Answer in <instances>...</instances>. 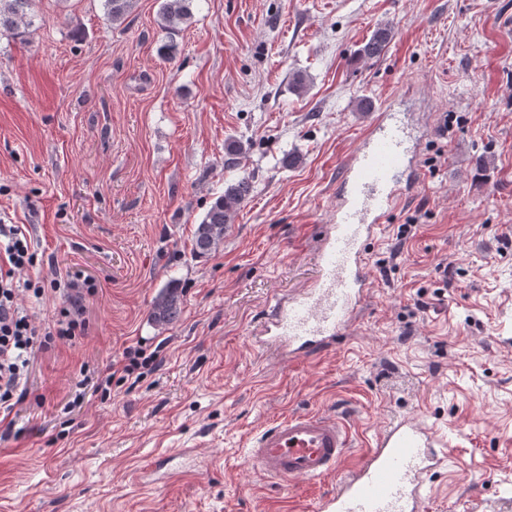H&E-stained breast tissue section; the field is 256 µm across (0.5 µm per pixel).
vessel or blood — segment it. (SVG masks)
Listing matches in <instances>:
<instances>
[{
    "mask_svg": "<svg viewBox=\"0 0 512 512\" xmlns=\"http://www.w3.org/2000/svg\"><path fill=\"white\" fill-rule=\"evenodd\" d=\"M418 151L405 121L380 109L344 165L332 220L323 225L318 276L270 304L253 340L288 360L335 349L370 290L365 247L419 180ZM351 446L344 422L316 413L280 418L250 439L246 462L273 479L338 476L317 512H425V488L446 458L442 443L418 418L392 422L360 463L340 467Z\"/></svg>",
    "mask_w": 512,
    "mask_h": 512,
    "instance_id": "obj_1",
    "label": "vessel or blood"
}]
</instances>
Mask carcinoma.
<instances>
[{"label": "carcinoma", "mask_w": 512, "mask_h": 512, "mask_svg": "<svg viewBox=\"0 0 512 512\" xmlns=\"http://www.w3.org/2000/svg\"><path fill=\"white\" fill-rule=\"evenodd\" d=\"M107 15L114 23L122 22L130 13L134 0H104ZM193 0H163L159 11V26L167 34L168 42L160 52L170 58L176 55L175 37L179 26L192 18ZM31 0H0V34L21 37L35 20L30 12ZM391 37L388 28L377 29L363 45L361 53L369 58L380 55ZM250 193V183L246 178L228 185L204 214L194 232L193 255L201 256L218 250L224 243V225L229 223L232 214ZM182 297L178 285L171 283L156 297L151 319L159 327L176 322L182 310Z\"/></svg>", "instance_id": "carcinoma-1"}]
</instances>
